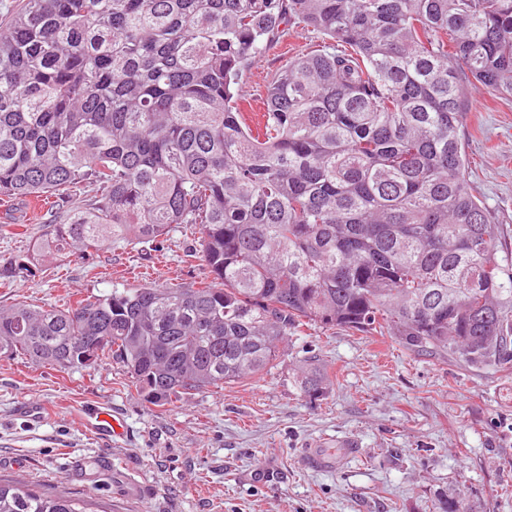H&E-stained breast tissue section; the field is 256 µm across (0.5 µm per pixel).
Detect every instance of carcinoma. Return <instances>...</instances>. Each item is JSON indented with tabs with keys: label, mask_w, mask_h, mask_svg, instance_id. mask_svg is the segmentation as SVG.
Here are the masks:
<instances>
[{
	"label": "carcinoma",
	"mask_w": 512,
	"mask_h": 512,
	"mask_svg": "<svg viewBox=\"0 0 512 512\" xmlns=\"http://www.w3.org/2000/svg\"><path fill=\"white\" fill-rule=\"evenodd\" d=\"M290 61L247 123L241 79L288 32ZM512 92V0H18L0 18V203L50 230L0 282L104 243L161 251L194 224L211 280L0 311V353L119 365L156 407L242 381L310 327L512 370V264L465 178V86ZM95 186L86 202L73 189ZM333 375L300 368L303 397ZM0 512H92L0 479Z\"/></svg>",
	"instance_id": "1"
}]
</instances>
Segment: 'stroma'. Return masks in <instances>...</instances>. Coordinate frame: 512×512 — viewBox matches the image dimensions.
Here are the masks:
<instances>
[{"instance_id":"obj_1","label":"stroma","mask_w":512,"mask_h":512,"mask_svg":"<svg viewBox=\"0 0 512 512\" xmlns=\"http://www.w3.org/2000/svg\"><path fill=\"white\" fill-rule=\"evenodd\" d=\"M325 41L290 30L245 72L244 93L260 98L292 57ZM460 135L466 179L512 252V94L473 93ZM1 224L26 225V235H0V256L16 254L46 231V211L17 200L0 205ZM196 240L193 225L176 224L159 252L104 244L92 263L0 287V309L199 283L208 269L191 256ZM310 357L336 373L313 402L295 385ZM100 412L122 418L126 435L98 431ZM330 452L335 468L307 462ZM0 477L77 494L99 512H438L455 496L467 512H512V373L388 336L311 328L262 374L160 409L109 362L64 371L0 356Z\"/></svg>"}]
</instances>
